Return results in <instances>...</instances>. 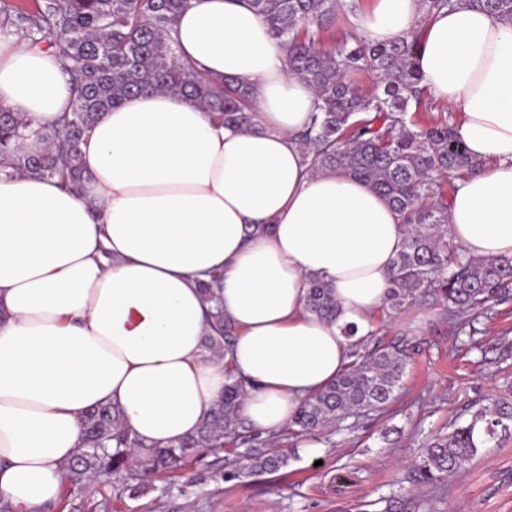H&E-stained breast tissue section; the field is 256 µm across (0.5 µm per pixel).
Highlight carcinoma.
I'll list each match as a JSON object with an SVG mask.
<instances>
[{
    "mask_svg": "<svg viewBox=\"0 0 512 512\" xmlns=\"http://www.w3.org/2000/svg\"><path fill=\"white\" fill-rule=\"evenodd\" d=\"M288 55L291 70L310 84L316 101L299 147L314 172L342 171L367 183L402 219L403 247L394 260L386 304L408 308L432 295L448 309L466 314L512 288V258H465L448 236V177L465 180L479 167L458 138L455 124L422 86L412 59L419 32L389 44H371L352 29L326 49L341 27L348 0H249ZM512 19V0H465ZM188 0H36L27 10L0 0V32L19 34L34 46L55 49L65 63L70 110L50 128H34L21 116L0 110V169L58 179L77 187L85 179L80 156L84 132L107 108L149 91H170L198 101L219 124L249 128L256 112L247 89L234 79L214 82L178 53L171 37ZM366 74L372 84L355 77ZM34 137L39 153L22 150ZM219 279L201 285L210 331L209 354L227 353L233 331L219 304ZM306 310L334 321L336 300L322 281L309 282ZM336 381L305 400L290 422L293 433L313 435L353 415L383 411L403 383L407 355L395 347L351 351ZM244 384L228 371L224 396L196 434L176 445L145 453L159 469L176 468L202 448H222L239 439ZM88 447L66 466L71 484L129 471L131 449L142 447L110 403L84 416ZM512 430V403L495 400L466 425L452 423L432 436L415 480L435 484L469 465L479 448ZM279 440L247 439L244 468L272 472L287 464Z\"/></svg>",
    "mask_w": 512,
    "mask_h": 512,
    "instance_id": "1",
    "label": "carcinoma"
}]
</instances>
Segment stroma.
<instances>
[{"mask_svg": "<svg viewBox=\"0 0 512 512\" xmlns=\"http://www.w3.org/2000/svg\"><path fill=\"white\" fill-rule=\"evenodd\" d=\"M368 345L412 334L403 386L383 413L351 417L310 437L282 440L288 462L271 473L240 472L233 445L202 449L168 470L146 471L137 497L119 480L92 479L65 489L52 512H512V436L481 448L460 473L434 485L414 482L424 443L451 422L469 423L489 400H512V295L491 302L469 325L425 301L394 312L381 307Z\"/></svg>", "mask_w": 512, "mask_h": 512, "instance_id": "stroma-1", "label": "stroma"}]
</instances>
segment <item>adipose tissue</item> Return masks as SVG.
Listing matches in <instances>:
<instances>
[{"mask_svg": "<svg viewBox=\"0 0 512 512\" xmlns=\"http://www.w3.org/2000/svg\"><path fill=\"white\" fill-rule=\"evenodd\" d=\"M355 25L371 43L422 29L414 67L480 163L450 199L448 234L466 256L512 258V22L465 0L427 20L420 0H374ZM175 37L198 70L249 90L253 129L154 91L85 133L82 189L0 172V501L14 512L58 500L101 403L164 448L197 431L230 369L248 425L279 431L349 363L343 327L365 332L386 301L400 217L365 182L306 169L295 135L315 93L248 0H189ZM70 99L59 57L0 33V108L50 127ZM213 275L235 339L208 357L199 284ZM313 278L337 320L306 312Z\"/></svg>", "mask_w": 512, "mask_h": 512, "instance_id": "adipose-tissue-1", "label": "adipose tissue"}]
</instances>
